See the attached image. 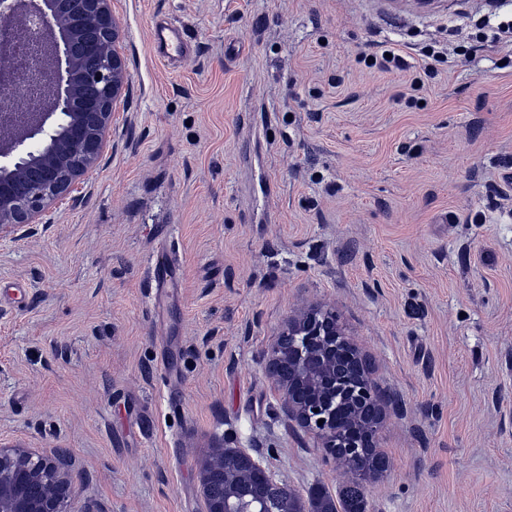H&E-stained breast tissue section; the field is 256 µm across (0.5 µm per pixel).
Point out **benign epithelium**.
Masks as SVG:
<instances>
[{
	"label": "benign epithelium",
	"instance_id": "7a95c632",
	"mask_svg": "<svg viewBox=\"0 0 512 512\" xmlns=\"http://www.w3.org/2000/svg\"><path fill=\"white\" fill-rule=\"evenodd\" d=\"M118 39L112 0H0V88L24 76L42 94L33 112L0 113V238L43 223L52 204L77 199L98 167L127 85ZM20 45L42 56L22 76L7 58ZM346 346L355 344L335 311H302L266 351L267 373L287 419L314 439L327 463L364 484L376 474L360 466L362 449L379 447L389 404L362 353V363L336 380ZM256 470L288 491L247 450L213 449L199 470L204 512H234L231 499ZM71 495L65 457L0 443V512H72Z\"/></svg>",
	"mask_w": 512,
	"mask_h": 512
}]
</instances>
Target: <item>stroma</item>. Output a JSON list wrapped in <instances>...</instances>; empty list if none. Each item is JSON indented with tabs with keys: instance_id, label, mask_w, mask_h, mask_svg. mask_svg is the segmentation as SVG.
Listing matches in <instances>:
<instances>
[{
	"instance_id": "obj_1",
	"label": "stroma",
	"mask_w": 512,
	"mask_h": 512,
	"mask_svg": "<svg viewBox=\"0 0 512 512\" xmlns=\"http://www.w3.org/2000/svg\"><path fill=\"white\" fill-rule=\"evenodd\" d=\"M482 4L112 0L128 81L103 159L0 240V442L70 458L104 512H203L218 443L300 499L338 492L265 358L326 305L393 397L368 512H512V47ZM157 18L195 47L179 66ZM445 29L479 51L432 75L417 47ZM374 42L407 69H367ZM151 43L155 55L162 62L185 60L194 53V45L184 29L172 22H156L151 28ZM178 278V269L170 260L156 261L151 267L150 279L154 284L157 294H161L164 288L173 285Z\"/></svg>"
}]
</instances>
